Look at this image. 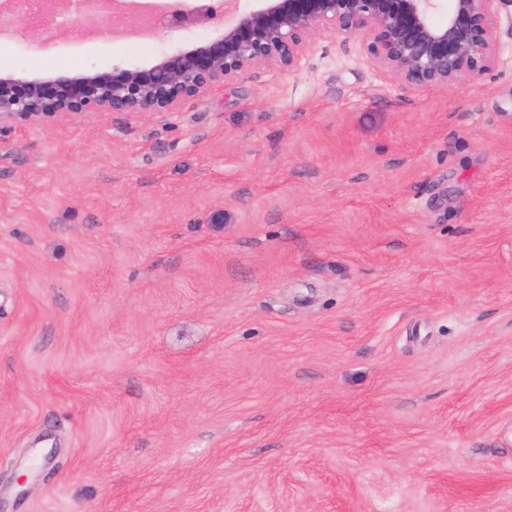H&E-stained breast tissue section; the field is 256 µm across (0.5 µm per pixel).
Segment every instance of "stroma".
I'll use <instances>...</instances> for the list:
<instances>
[{
	"label": "stroma",
	"mask_w": 512,
	"mask_h": 512,
	"mask_svg": "<svg viewBox=\"0 0 512 512\" xmlns=\"http://www.w3.org/2000/svg\"><path fill=\"white\" fill-rule=\"evenodd\" d=\"M208 33L26 26L0 75ZM498 47L415 92L317 36L170 115L1 133L0 512H512L508 5Z\"/></svg>",
	"instance_id": "stroma-1"
}]
</instances>
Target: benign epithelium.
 <instances>
[{
    "label": "benign epithelium",
    "mask_w": 512,
    "mask_h": 512,
    "mask_svg": "<svg viewBox=\"0 0 512 512\" xmlns=\"http://www.w3.org/2000/svg\"><path fill=\"white\" fill-rule=\"evenodd\" d=\"M511 1L253 0L252 8L231 12V0H198L194 10H171L161 20L148 0H41L38 12L60 29L77 22L154 39L209 25L214 34L148 66L0 75V133L89 113L170 114L258 68L293 69L317 35L360 37L377 66L403 87L464 89L498 62L500 10ZM13 4L0 0L1 35L25 24ZM438 14L444 20L436 21Z\"/></svg>",
    "instance_id": "benign-epithelium-1"
}]
</instances>
